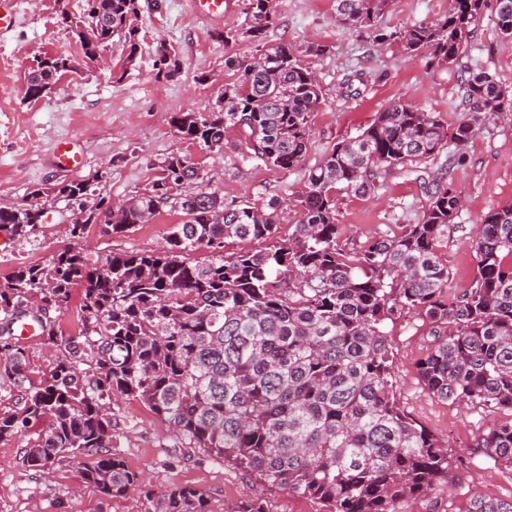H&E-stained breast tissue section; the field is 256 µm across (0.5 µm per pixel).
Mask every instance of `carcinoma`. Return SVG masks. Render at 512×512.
I'll return each instance as SVG.
<instances>
[{
	"mask_svg": "<svg viewBox=\"0 0 512 512\" xmlns=\"http://www.w3.org/2000/svg\"><path fill=\"white\" fill-rule=\"evenodd\" d=\"M389 0H336V18L380 50L429 51L433 64L460 69L463 116L448 134L440 114L405 102L376 113L357 136L340 141L308 170L303 188L260 208L227 200L205 184L190 161L171 156L152 184L120 202L106 232L121 235L164 208L182 215L164 244L151 252L111 251L89 260L73 246L44 266H22L0 281V368L20 397L0 412V441L43 426L23 462L51 471L61 461L83 463L86 482L102 496L122 497L142 485L112 453V410L118 392L163 420L189 453L235 465L264 485L307 497L323 512H398L448 484L446 446L417 424L395 399L387 321L417 312L434 345L418 363L427 390L442 402L468 401L512 409V203L482 214L471 241L476 273L457 291L442 248L462 201L445 170L482 128L512 113V93L483 69L460 68L484 0H449L448 12L400 29L384 26ZM496 27L512 41V0H497ZM272 0H242L243 24L215 34L224 46L248 41L255 53L224 56L227 80L210 107L182 112L172 124L182 139L224 146V133L244 134L241 160L282 171L302 166L322 99L303 54L270 43ZM139 0H86L83 15H63L86 59L102 58L115 40L133 62V18ZM78 62L65 56L37 61L26 94L51 91ZM158 79L181 62L157 47ZM414 176L428 194L421 219L394 234L344 239L336 194L364 196L390 175ZM84 182L30 193L34 202L0 206V228L25 236L41 223L42 204L87 195ZM298 214L288 238L282 214ZM105 212L79 210L71 238ZM254 250L226 251L237 241ZM204 251L207 258L191 259ZM82 289L75 336L55 329L50 312L70 308ZM23 316L41 339L61 351L50 375L27 384L24 348L11 324ZM473 472L512 470V419L492 424L474 444ZM145 512H213L192 487L145 492ZM464 512H512V499L471 497Z\"/></svg>",
	"mask_w": 512,
	"mask_h": 512,
	"instance_id": "obj_1",
	"label": "carcinoma"
}]
</instances>
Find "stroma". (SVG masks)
Returning a JSON list of instances; mask_svg holds the SVG:
<instances>
[{
  "instance_id": "stroma-1",
  "label": "stroma",
  "mask_w": 512,
  "mask_h": 512,
  "mask_svg": "<svg viewBox=\"0 0 512 512\" xmlns=\"http://www.w3.org/2000/svg\"><path fill=\"white\" fill-rule=\"evenodd\" d=\"M136 22L139 43L134 63H126L122 43H114L101 63L64 74L54 90L38 100L25 96L28 72L35 58L68 56L81 59L79 44L68 32L65 17H78L85 0H20L19 26L0 38V204L22 205L31 191L61 182L85 181L90 193L81 202H47L45 217L34 234L11 236L0 230V280L22 264L42 265L71 244L70 227L77 208H95L143 190L161 172L170 156L186 157L216 189L232 188L235 196L265 206L272 197L297 193L307 167L318 163L336 143L356 136L388 104L401 101L437 112L447 124L461 116L457 74L433 68L428 51L404 53L399 45L369 52L365 40L336 19V0H273L267 31L271 42L329 46L321 57L303 62L320 80L322 102L312 115V138L303 167L281 171L238 157L241 134L228 129L223 149L205 150L181 138L171 123L179 112L203 109L224 83L223 43L215 38L225 27L240 23L241 0H227L224 14L200 13L194 0H140ZM448 0H390L383 16L389 28L431 22L444 15ZM497 0H485L475 25L465 65L480 67L512 90V41L496 28ZM165 38L181 58V70L170 79L155 80L153 59L158 38ZM369 73L360 95L347 94L344 81L355 71ZM207 83H200V76ZM69 137L81 146L85 165L79 172L57 168L52 161L56 141ZM465 161L455 167L452 185L464 208L448 228L443 248L456 289L466 288L475 274L468 228L482 213L512 202V123L480 130L464 149ZM426 194L418 183L386 178L368 196L338 193L336 214L347 238L362 239L396 230L421 217ZM180 213L163 209L152 221L123 237L107 234L104 225L90 224L81 245L89 259L110 250L146 252L164 241ZM387 330L391 339L396 399L404 412L448 445L451 478L462 479L473 495L512 499V471L462 469L470 448L489 422L512 418L504 409L491 413L467 401L442 402L421 384L417 364L430 351L432 338L414 312L398 313ZM112 451L145 481L148 489L193 487L204 491L213 512H227L261 501L265 512H322L317 501L255 482L223 460L198 453L187 456L166 432L165 423L141 402L112 396ZM34 432L0 441V512H145V490L107 498L85 483L80 465L63 462L51 475L24 466L22 455Z\"/></svg>"
}]
</instances>
